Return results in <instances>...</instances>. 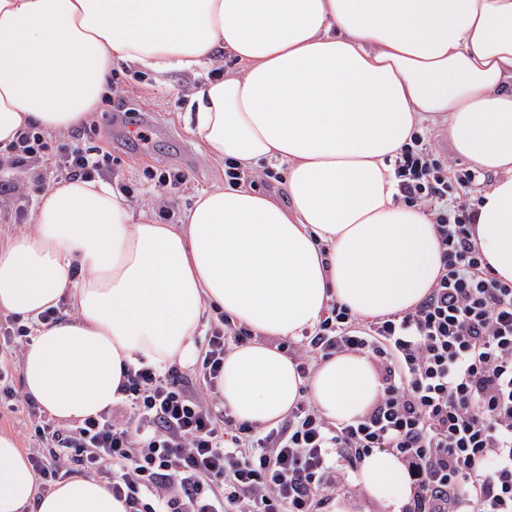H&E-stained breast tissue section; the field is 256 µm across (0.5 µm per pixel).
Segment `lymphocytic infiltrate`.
Listing matches in <instances>:
<instances>
[{
  "mask_svg": "<svg viewBox=\"0 0 512 512\" xmlns=\"http://www.w3.org/2000/svg\"><path fill=\"white\" fill-rule=\"evenodd\" d=\"M108 161L30 129L0 159V175L37 177L49 164L90 179ZM394 170L399 200L433 220L435 285L414 308L369 321L329 303L312 331L285 346L304 379L336 354L368 355L381 393L361 417L337 423L303 399L277 425L242 422L203 401L177 365L141 362L120 386L123 417L36 425L46 442L30 456L40 488L79 470L104 479L130 512H320L337 474L384 451L413 480L405 512H512V283L495 277L474 238L479 175L448 167L418 133ZM252 337L219 315L202 358L209 388L225 354Z\"/></svg>",
  "mask_w": 512,
  "mask_h": 512,
  "instance_id": "1",
  "label": "lymphocytic infiltrate"
}]
</instances>
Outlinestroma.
<instances>
[{"mask_svg":"<svg viewBox=\"0 0 512 512\" xmlns=\"http://www.w3.org/2000/svg\"><path fill=\"white\" fill-rule=\"evenodd\" d=\"M197 79L192 74L173 71L165 82L116 74L112 77V94L130 101L132 109L123 122L112 118L111 106H104L93 118L76 126L85 147L106 150L112 157V167L104 176L110 182L131 186L129 200L134 211H153L166 205L173 215H180L192 202L197 189L224 183V164L193 135L182 118L183 102ZM147 123V140H138L135 132L139 123ZM176 169L187 177L184 184L158 194L154 174ZM36 201L31 183L18 179L0 181V243H5L28 221H15L13 202L19 195ZM0 433L12 435L24 453L40 447L23 403L0 402Z\"/></svg>","mask_w":512,"mask_h":512,"instance_id":"1","label":"stroma"}]
</instances>
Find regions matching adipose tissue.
<instances>
[{
    "label": "adipose tissue",
    "mask_w": 512,
    "mask_h": 512,
    "mask_svg": "<svg viewBox=\"0 0 512 512\" xmlns=\"http://www.w3.org/2000/svg\"><path fill=\"white\" fill-rule=\"evenodd\" d=\"M229 61L211 74L216 51ZM198 82L188 130L243 170L280 169L287 198L247 182L198 191L177 222L134 213L109 180L74 177L38 196L28 231L0 246V311L41 325L21 364L25 393L83 421L120 400L137 359L186 363L206 310L255 335L224 357L218 390L237 419L277 423L301 399L349 423L380 394L368 357L340 353L310 379L276 346L338 301L360 317L415 307L440 261L427 212L397 200L394 160L412 133L446 123L454 150L492 182L475 239L512 282V0H0V150L30 127H75L110 97L112 68ZM362 502L400 512L402 461L375 452ZM14 437L0 434V512H128L103 482L40 496Z\"/></svg>",
    "instance_id": "obj_1"
}]
</instances>
